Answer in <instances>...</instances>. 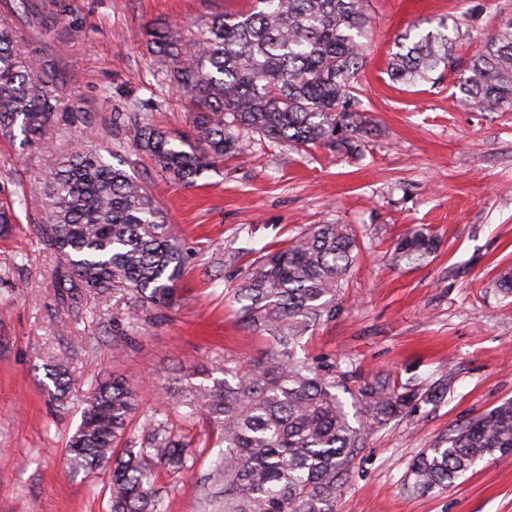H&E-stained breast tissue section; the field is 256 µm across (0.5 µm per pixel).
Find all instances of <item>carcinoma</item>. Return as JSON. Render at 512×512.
<instances>
[{"mask_svg":"<svg viewBox=\"0 0 512 512\" xmlns=\"http://www.w3.org/2000/svg\"><path fill=\"white\" fill-rule=\"evenodd\" d=\"M57 0H0V134L20 129L26 141L54 151L50 131L72 117L59 111L65 70L40 40L54 28ZM369 0H247L187 31L148 30L157 57L155 80L192 107L190 133L173 138L147 114L116 110L104 118L110 156L132 148L150 157L169 181L192 184L204 171L240 153L245 135L298 151L363 146L372 131L360 107L357 76L371 18ZM470 35L467 16L418 27L396 43L387 69L414 87L457 70L455 46ZM471 102L512 110V23L470 57L459 83ZM45 202L40 241L61 258L54 272L58 302L74 309L85 297L133 299V320L150 307L171 309L187 257L164 232V216L127 170L78 143L45 176L22 189ZM435 236L413 227L393 256L410 263L436 250ZM360 240L347 224H313L288 244L261 255L234 298L246 329L266 341L248 367L224 361V380L178 393L188 415L202 414L221 431L224 449L207 480L224 487L216 512H336V499L373 431L419 403L442 399L446 376L432 385L400 386L388 376L362 377L336 362L300 355L305 335L336 315V295L355 262ZM55 396L71 387L68 371H48ZM351 396L355 421L339 392ZM125 379L102 381L82 412L68 452L86 472L108 475L110 512H165L155 470L177 472L194 457L167 419L143 415ZM512 454V401L453 428L409 465L405 487L443 490L483 461Z\"/></svg>","mask_w":512,"mask_h":512,"instance_id":"cac0c4a2","label":"carcinoma"}]
</instances>
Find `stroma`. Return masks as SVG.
I'll return each instance as SVG.
<instances>
[{"label":"stroma","mask_w":512,"mask_h":512,"mask_svg":"<svg viewBox=\"0 0 512 512\" xmlns=\"http://www.w3.org/2000/svg\"><path fill=\"white\" fill-rule=\"evenodd\" d=\"M64 11L48 43L63 55L62 111L93 121L53 132L63 150L95 133L126 101L157 99L146 31L181 27L244 7L245 0H61ZM371 32L360 73L362 108L374 136L360 154L326 148L301 154L253 145L175 185L146 156L125 149V168L158 201L166 224L191 259L174 309L143 314L135 341L112 349L113 328H126L129 300L88 297L80 309L57 305L53 273L60 257L37 240L42 208L30 194L0 234V512H109L107 476L70 463L66 443L99 381L120 374L144 387L142 413L167 416L199 443L183 473L160 472L168 512H203L206 476L220 434L202 417L169 405L159 388L213 385L225 360L246 362L265 349L243 329L232 291L264 247H280L311 224H351L364 245L336 315L314 332L312 357L356 367L397 383L452 377L448 395L371 433L336 501V512H512V456L479 465L451 487L419 496L404 478L413 458L457 424L512 400V297L499 294V271L512 267V110L464 101L457 75L414 87L387 73L397 36L440 18L470 14L469 58L512 20V0H370ZM52 153L0 136V198L29 184ZM438 239L416 264L395 263L393 247L414 226ZM65 362L80 381L65 401L51 397L46 372Z\"/></svg>","instance_id":"stroma-1"}]
</instances>
